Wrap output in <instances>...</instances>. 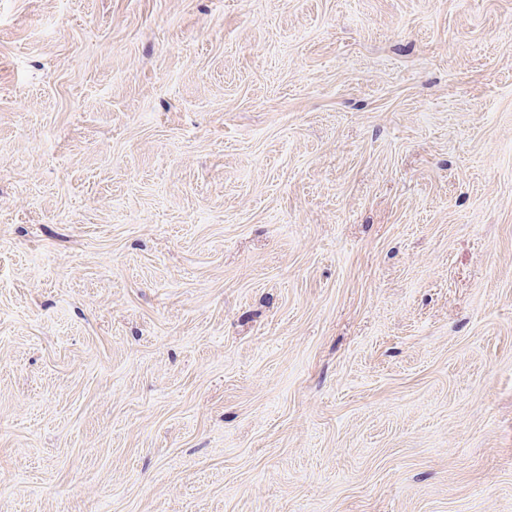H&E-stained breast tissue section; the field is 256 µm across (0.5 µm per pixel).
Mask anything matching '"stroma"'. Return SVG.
I'll list each match as a JSON object with an SVG mask.
<instances>
[{
  "instance_id": "stroma-1",
  "label": "stroma",
  "mask_w": 512,
  "mask_h": 512,
  "mask_svg": "<svg viewBox=\"0 0 512 512\" xmlns=\"http://www.w3.org/2000/svg\"><path fill=\"white\" fill-rule=\"evenodd\" d=\"M0 512H512V0H0Z\"/></svg>"
}]
</instances>
